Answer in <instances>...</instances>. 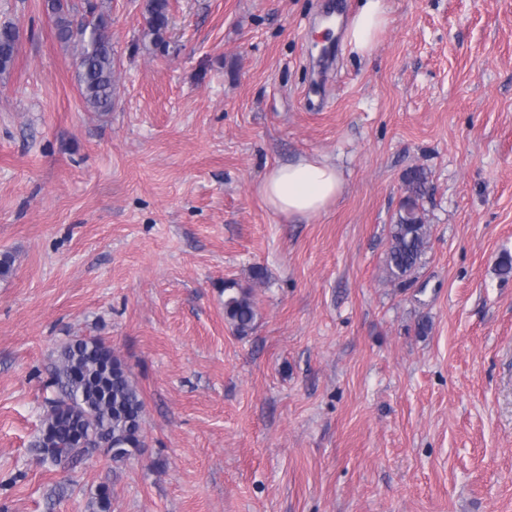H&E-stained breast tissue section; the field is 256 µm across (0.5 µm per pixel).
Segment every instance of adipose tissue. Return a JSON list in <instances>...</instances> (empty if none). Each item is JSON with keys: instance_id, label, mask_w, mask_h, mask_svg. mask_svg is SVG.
Here are the masks:
<instances>
[{"instance_id": "obj_1", "label": "adipose tissue", "mask_w": 512, "mask_h": 512, "mask_svg": "<svg viewBox=\"0 0 512 512\" xmlns=\"http://www.w3.org/2000/svg\"><path fill=\"white\" fill-rule=\"evenodd\" d=\"M386 0H361L345 40L354 51L370 52L378 32L388 22ZM344 180L335 164L310 158L270 169L258 192L276 214L314 216L342 193Z\"/></svg>"}]
</instances>
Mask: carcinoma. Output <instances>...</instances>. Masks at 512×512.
I'll return each instance as SVG.
<instances>
[{"instance_id": "1", "label": "carcinoma", "mask_w": 512, "mask_h": 512, "mask_svg": "<svg viewBox=\"0 0 512 512\" xmlns=\"http://www.w3.org/2000/svg\"><path fill=\"white\" fill-rule=\"evenodd\" d=\"M47 9L59 41L72 42L78 50L77 81L84 103L96 112L112 111L117 80L108 14L93 0H85L78 19L69 0H47ZM143 20V36L156 46L163 44L169 0H146ZM18 40L15 26H0L1 73L12 63ZM425 180L420 169L406 177L409 195L390 225L386 265L390 278L400 283L419 266L429 236L419 203ZM257 316L249 292L224 286V317L238 336L252 332ZM50 377L53 396L45 400L47 414L36 441L39 463L64 469L104 446L116 463L140 452L144 446L140 391L102 339L77 336L62 345Z\"/></svg>"}]
</instances>
